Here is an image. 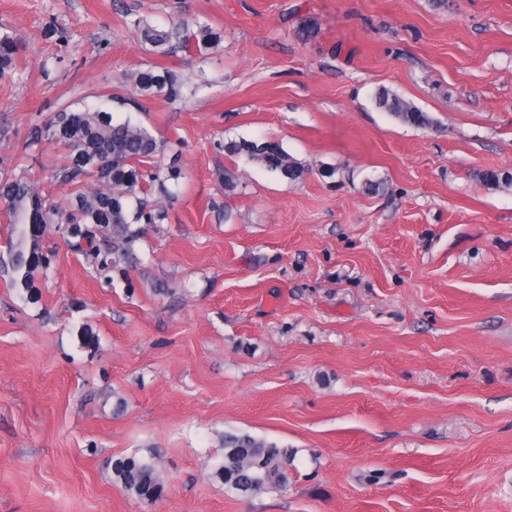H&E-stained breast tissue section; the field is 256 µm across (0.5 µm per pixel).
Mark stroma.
<instances>
[{"label":"stroma","mask_w":512,"mask_h":512,"mask_svg":"<svg viewBox=\"0 0 512 512\" xmlns=\"http://www.w3.org/2000/svg\"><path fill=\"white\" fill-rule=\"evenodd\" d=\"M140 16L224 36L159 56ZM3 33L0 174L62 201L66 150L26 135L90 105L164 141L182 180L126 276L56 232L38 303L0 272V512H512V185L482 179L512 173V0H0ZM150 64L181 100L137 92ZM382 87L433 127L377 109ZM240 138L303 176L225 156ZM235 430L296 450L285 489L225 493ZM151 452L147 503L112 462ZM18 52L16 40L7 33L0 34V78L15 69ZM221 147L224 148V153L227 155L257 160L267 171L281 179L295 181L302 177L305 170L304 166L291 156L282 144L276 141L230 139Z\"/></svg>","instance_id":"obj_1"}]
</instances>
